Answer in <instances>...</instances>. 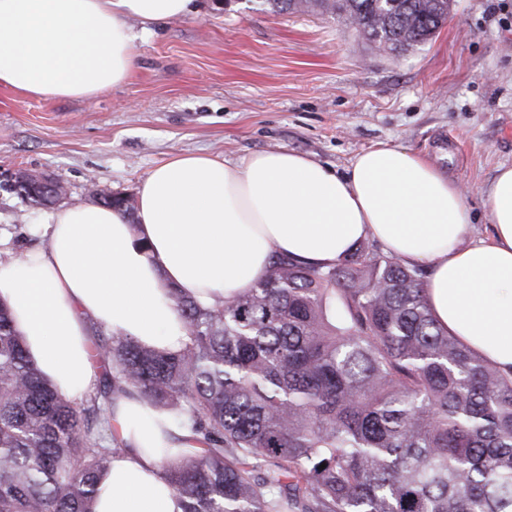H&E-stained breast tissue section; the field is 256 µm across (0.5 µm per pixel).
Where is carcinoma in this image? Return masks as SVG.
I'll return each instance as SVG.
<instances>
[{"label": "carcinoma", "instance_id": "carcinoma-1", "mask_svg": "<svg viewBox=\"0 0 512 512\" xmlns=\"http://www.w3.org/2000/svg\"><path fill=\"white\" fill-rule=\"evenodd\" d=\"M263 5L334 16L398 55L426 44L452 3ZM93 197L133 215L124 195ZM427 279L362 241L328 268L276 255L222 304L174 289L188 342L163 352L98 334L103 371L80 403L43 379L0 304V512H92L123 447L108 406L134 393L199 444L165 462L183 512H512V371L439 324Z\"/></svg>", "mask_w": 512, "mask_h": 512}]
</instances>
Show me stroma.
Instances as JSON below:
<instances>
[{
  "label": "stroma",
  "mask_w": 512,
  "mask_h": 512,
  "mask_svg": "<svg viewBox=\"0 0 512 512\" xmlns=\"http://www.w3.org/2000/svg\"><path fill=\"white\" fill-rule=\"evenodd\" d=\"M136 36L130 79L81 100L0 89V167L51 176L60 205L91 188L135 197L173 156L232 164L285 149L344 171L362 151L401 145L465 191L473 238L499 166L512 165V0H455L425 45L379 53L315 11L275 14L261 0H192L188 15ZM49 210L0 189V258L44 245Z\"/></svg>",
  "instance_id": "obj_1"
}]
</instances>
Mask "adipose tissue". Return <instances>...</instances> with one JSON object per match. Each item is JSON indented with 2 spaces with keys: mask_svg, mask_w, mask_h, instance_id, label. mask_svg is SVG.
Returning a JSON list of instances; mask_svg holds the SVG:
<instances>
[{
  "mask_svg": "<svg viewBox=\"0 0 512 512\" xmlns=\"http://www.w3.org/2000/svg\"><path fill=\"white\" fill-rule=\"evenodd\" d=\"M190 0H0V88L55 100L126 83L142 24L180 18ZM493 233L473 240L459 185L421 155L378 144L344 172L285 150L230 164L181 154L137 188L134 218L63 206L38 227L46 243L0 261V302L30 359L69 398L102 372L92 326L174 352L188 340L172 289L205 305L251 288L272 255L339 263L371 238L408 265H428L439 324L502 371L512 370V166L486 193ZM125 445L99 481L93 512H183L162 449L192 450L188 431L137 396L109 409Z\"/></svg>",
  "mask_w": 512,
  "mask_h": 512,
  "instance_id": "ef3b65f1",
  "label": "adipose tissue"
}]
</instances>
